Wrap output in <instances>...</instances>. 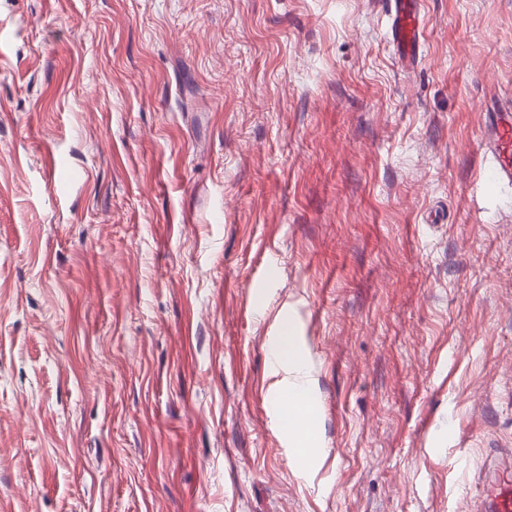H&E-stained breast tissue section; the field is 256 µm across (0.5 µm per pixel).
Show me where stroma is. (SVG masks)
Listing matches in <instances>:
<instances>
[{
	"label": "stroma",
	"mask_w": 512,
	"mask_h": 512,
	"mask_svg": "<svg viewBox=\"0 0 512 512\" xmlns=\"http://www.w3.org/2000/svg\"><path fill=\"white\" fill-rule=\"evenodd\" d=\"M418 2L407 67L385 0H0V512H472L512 452V0ZM485 150L492 155L487 177L496 183H512V119L509 115L496 119L487 132ZM509 152V153H508ZM277 362L279 366H288V412L283 417V422L288 426V433L304 447L310 442L312 433L309 429L296 424V420L309 411L311 396L309 383L303 372L304 363L293 346L288 341H283L279 347Z\"/></svg>",
	"instance_id": "stroma-1"
}]
</instances>
